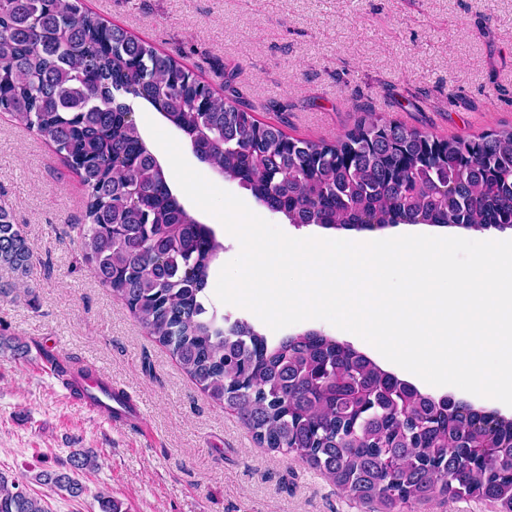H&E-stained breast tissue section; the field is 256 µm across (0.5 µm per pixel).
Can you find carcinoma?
I'll return each instance as SVG.
<instances>
[{
	"label": "carcinoma",
	"instance_id": "carcinoma-1",
	"mask_svg": "<svg viewBox=\"0 0 512 512\" xmlns=\"http://www.w3.org/2000/svg\"><path fill=\"white\" fill-rule=\"evenodd\" d=\"M149 104L198 160L297 226L373 230L396 224L512 229V128L439 138L395 120L358 122L334 140L289 137L257 120L175 57L82 9L81 0H0V111L34 131L87 188L81 253L215 403L255 440L283 450L381 512L435 497L492 500L512 512V419L424 394L365 354L316 330L268 343L251 323L206 306L215 231L172 193L132 103ZM33 250L0 206V266L29 276ZM72 393L114 415L129 397L88 368L59 370ZM493 444L481 458L474 448ZM75 449L32 476L78 498ZM0 512H46L0 473Z\"/></svg>",
	"mask_w": 512,
	"mask_h": 512
}]
</instances>
